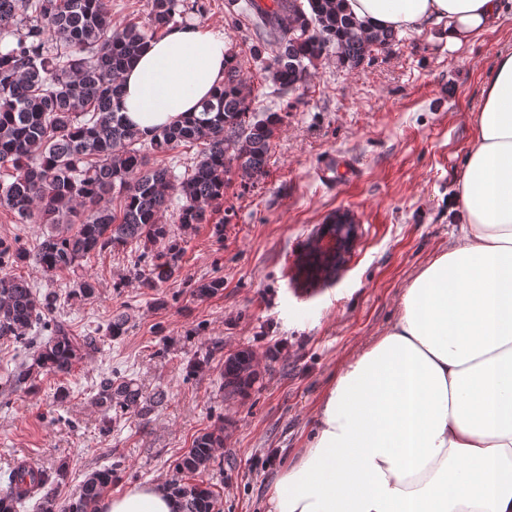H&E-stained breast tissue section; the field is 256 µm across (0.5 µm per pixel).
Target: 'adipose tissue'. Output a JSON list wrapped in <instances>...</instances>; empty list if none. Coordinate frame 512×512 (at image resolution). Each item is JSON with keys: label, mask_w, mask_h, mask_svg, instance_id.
<instances>
[{"label": "adipose tissue", "mask_w": 512, "mask_h": 512, "mask_svg": "<svg viewBox=\"0 0 512 512\" xmlns=\"http://www.w3.org/2000/svg\"><path fill=\"white\" fill-rule=\"evenodd\" d=\"M378 28L443 23L459 46L501 0H345ZM223 32L178 25L122 77L120 108L144 134L200 109L224 81ZM471 120L460 227L405 288L383 336L324 395L311 444L266 512H512V51L498 56ZM100 512H181L165 481L102 494Z\"/></svg>", "instance_id": "ef3b65f1"}]
</instances>
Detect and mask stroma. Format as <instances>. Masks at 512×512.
<instances>
[{
    "mask_svg": "<svg viewBox=\"0 0 512 512\" xmlns=\"http://www.w3.org/2000/svg\"><path fill=\"white\" fill-rule=\"evenodd\" d=\"M184 2L188 23L233 42L253 110L280 112L282 122L266 176L234 172L209 223L184 228L166 212L181 258L158 287H143L139 277L167 250L164 241L88 259L96 295L87 301L67 299L68 274L51 281L36 265L21 268L37 294L57 291V317L103 338L70 374H39L32 391L10 388L7 377L31 362L33 350L0 339V474L21 458L45 470L65 468L55 494L61 510L87 474L115 461L121 471L109 492L174 481L194 439L218 431L223 443L199 476L217 495L214 512H263L276 479L309 443L344 363L384 335L404 288L455 240L459 179L474 140L470 115L496 59L512 51V0H502L500 20L458 47L430 23L399 31L388 52L354 69L328 52L294 101L266 81L248 31L230 23L229 0ZM345 158L357 178L338 172ZM346 211L359 226L354 249L331 279L300 287L298 255L322 224ZM214 278L222 288L198 296L197 282ZM116 315L125 317L126 332L110 338L106 327ZM241 349L257 357L259 380L247 395L228 398L220 374ZM105 375L135 381L143 397L161 390L166 398L148 411H112L111 430L102 432L92 398ZM60 389L62 401L55 398ZM274 448L280 456L271 464Z\"/></svg>",
    "mask_w": 512,
    "mask_h": 512,
    "instance_id": "1",
    "label": "stroma"
}]
</instances>
